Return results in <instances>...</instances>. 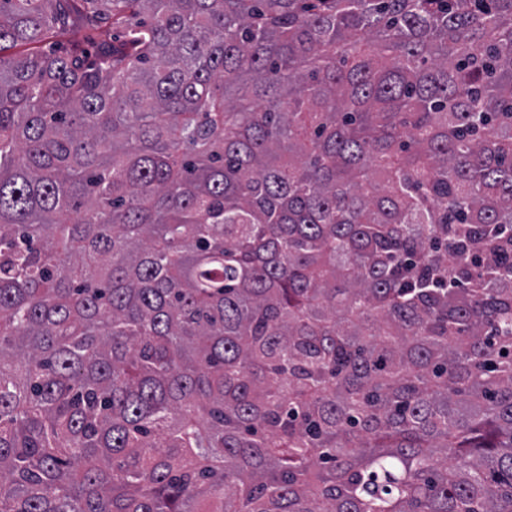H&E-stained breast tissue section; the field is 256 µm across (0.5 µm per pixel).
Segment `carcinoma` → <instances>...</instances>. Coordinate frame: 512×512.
I'll list each match as a JSON object with an SVG mask.
<instances>
[{
    "instance_id": "cac0c4a2",
    "label": "carcinoma",
    "mask_w": 512,
    "mask_h": 512,
    "mask_svg": "<svg viewBox=\"0 0 512 512\" xmlns=\"http://www.w3.org/2000/svg\"><path fill=\"white\" fill-rule=\"evenodd\" d=\"M0 512H512V0H0Z\"/></svg>"
}]
</instances>
